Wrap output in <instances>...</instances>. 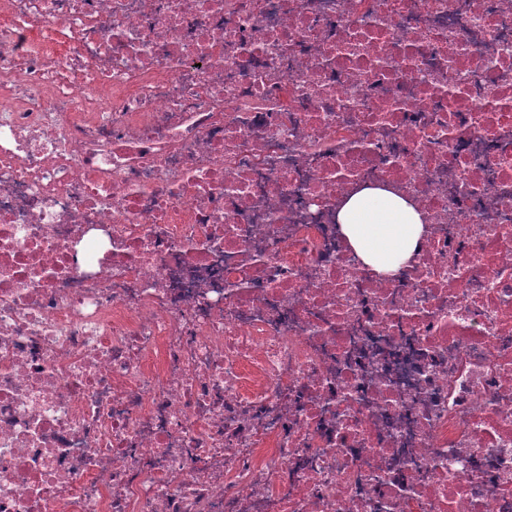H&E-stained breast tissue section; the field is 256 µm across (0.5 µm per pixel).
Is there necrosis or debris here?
<instances>
[{
	"mask_svg": "<svg viewBox=\"0 0 512 512\" xmlns=\"http://www.w3.org/2000/svg\"><path fill=\"white\" fill-rule=\"evenodd\" d=\"M0 512H512V0H0ZM338 221L356 256L384 275L409 262L425 231L422 214L392 189L352 193L342 203Z\"/></svg>",
	"mask_w": 512,
	"mask_h": 512,
	"instance_id": "4bbe7bcc",
	"label": "necrosis or debris"
}]
</instances>
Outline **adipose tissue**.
Segmentation results:
<instances>
[{
	"label": "adipose tissue",
	"mask_w": 512,
	"mask_h": 512,
	"mask_svg": "<svg viewBox=\"0 0 512 512\" xmlns=\"http://www.w3.org/2000/svg\"><path fill=\"white\" fill-rule=\"evenodd\" d=\"M338 221L356 256L384 275L409 262L425 231L422 214L392 189L352 193L342 203Z\"/></svg>",
	"instance_id": "obj_1"
}]
</instances>
